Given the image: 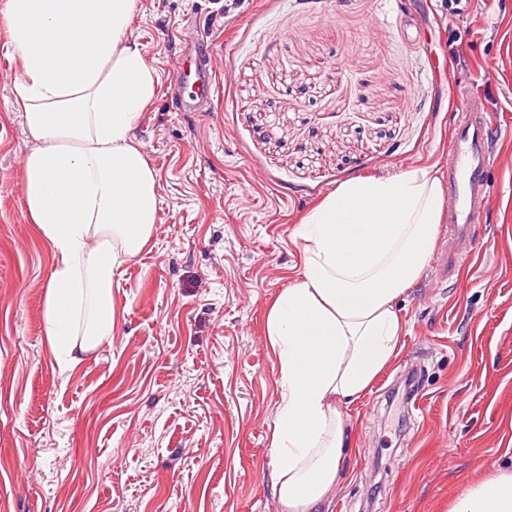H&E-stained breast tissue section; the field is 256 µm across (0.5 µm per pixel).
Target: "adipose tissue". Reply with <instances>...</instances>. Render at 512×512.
<instances>
[{"label": "adipose tissue", "mask_w": 512, "mask_h": 512, "mask_svg": "<svg viewBox=\"0 0 512 512\" xmlns=\"http://www.w3.org/2000/svg\"><path fill=\"white\" fill-rule=\"evenodd\" d=\"M139 0H0L13 97L30 149L22 204L51 247L45 334L75 365L110 342L117 270L159 222L158 174L135 132L160 75L131 31ZM432 169L359 177L293 231L303 262L266 316L281 395L270 439L279 512H327L347 444L343 405L394 360L396 299L423 271L442 213ZM450 512H512V463L457 497Z\"/></svg>", "instance_id": "adipose-tissue-1"}]
</instances>
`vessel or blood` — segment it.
<instances>
[{"mask_svg":"<svg viewBox=\"0 0 512 512\" xmlns=\"http://www.w3.org/2000/svg\"><path fill=\"white\" fill-rule=\"evenodd\" d=\"M198 90L191 101H178L183 112L200 110L208 104L214 77L207 60H200L195 71ZM458 105L449 131L448 163L443 172L447 206L442 231L443 246L435 261V274L442 280L459 278L478 249L481 224L494 185L490 174L496 165L491 144L498 134L486 97L469 87L459 88Z\"/></svg>","mask_w":512,"mask_h":512,"instance_id":"1","label":"vessel or blood"}]
</instances>
